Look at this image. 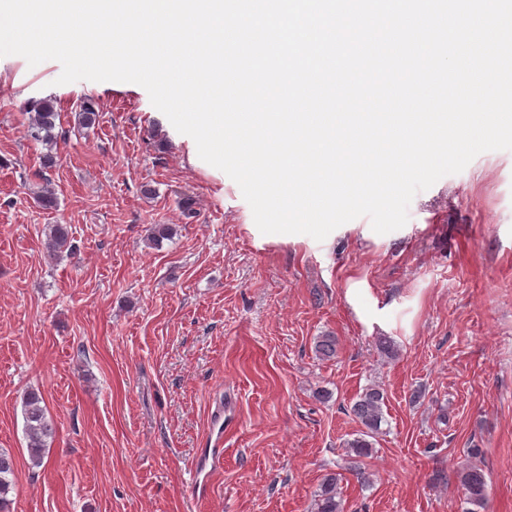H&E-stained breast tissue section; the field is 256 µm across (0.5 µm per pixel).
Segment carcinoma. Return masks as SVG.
<instances>
[{"instance_id": "obj_1", "label": "carcinoma", "mask_w": 512, "mask_h": 512, "mask_svg": "<svg viewBox=\"0 0 512 512\" xmlns=\"http://www.w3.org/2000/svg\"><path fill=\"white\" fill-rule=\"evenodd\" d=\"M31 118L28 136L36 141L52 137L59 118L55 102L43 98L31 102L28 106ZM98 112L93 104L84 101L79 105L78 119L82 126L95 125ZM47 249L53 254L76 252L71 227L68 224L48 225ZM314 351L322 360L336 356L337 339L332 333H324L314 339ZM385 393L378 386H369L357 396L351 406V413L360 424L356 436L345 443L347 457L351 459L353 469L361 483H371L370 474L363 466L362 459L369 457L373 448V439L382 433L381 425L385 421L383 406ZM24 430L28 438V453L33 464L43 463L44 453L55 434L52 420L47 416V409L40 394L29 391L24 394L22 402ZM459 482L466 496V503L482 508L488 499V481L485 471L479 464L468 461L459 470ZM14 486V461L10 453L0 450V512H8V494ZM313 512H345L344 503L337 492V477L334 473L324 476L319 489L314 494Z\"/></svg>"}]
</instances>
